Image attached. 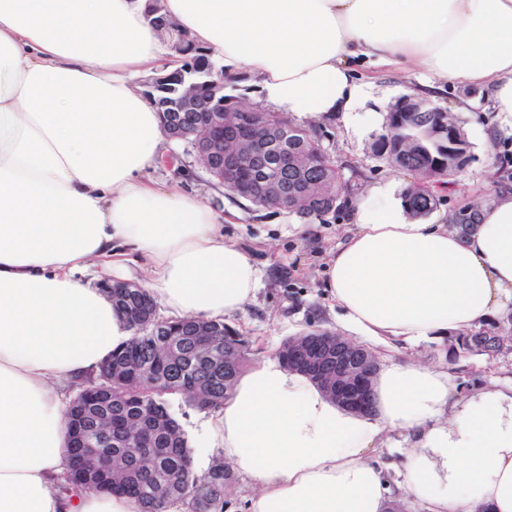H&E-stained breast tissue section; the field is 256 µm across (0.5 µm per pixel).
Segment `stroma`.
I'll return each mask as SVG.
<instances>
[{"label": "stroma", "mask_w": 512, "mask_h": 512, "mask_svg": "<svg viewBox=\"0 0 512 512\" xmlns=\"http://www.w3.org/2000/svg\"><path fill=\"white\" fill-rule=\"evenodd\" d=\"M407 94L450 111H457L459 100L471 103L470 111L457 112L470 143V160L447 184L434 187L435 205L427 214V221L448 217L466 205L488 202L485 180L489 169L504 167L512 172V125L502 122L489 94L479 88L447 86L434 90L407 72L388 70L378 73L371 98L357 113L345 118H305L301 124L315 132L320 146L334 161L350 200L368 197L374 187L384 185L391 186L394 197L400 199L413 183V175L375 156L371 144L385 126L389 107ZM178 172L188 191L223 211L227 234L249 246L264 270L255 302L233 321L250 342V361L274 355L284 341L314 327L346 335V328L324 293L323 282L330 252L353 230L347 211L308 221L282 210L254 207L235 195L214 193L209 175L184 144L167 152L147 176L163 186ZM395 358H414L449 370L465 390L512 367V355L494 359L473 355L453 365L448 360L447 347L435 344L411 353L397 352Z\"/></svg>", "instance_id": "35a3bbf8"}]
</instances>
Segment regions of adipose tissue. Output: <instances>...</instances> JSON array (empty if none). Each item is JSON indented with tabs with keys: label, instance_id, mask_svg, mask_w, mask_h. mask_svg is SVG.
<instances>
[{
	"label": "adipose tissue",
	"instance_id": "1",
	"mask_svg": "<svg viewBox=\"0 0 512 512\" xmlns=\"http://www.w3.org/2000/svg\"><path fill=\"white\" fill-rule=\"evenodd\" d=\"M146 0H0V512H141L131 498L61 499L62 387L133 335L84 277L135 265L174 318L228 321L263 276L224 214L181 181L145 179L169 149L133 76L164 52ZM164 11L257 97L298 117L351 114L361 66L484 86L512 116V0H164ZM355 232L324 286L350 331L392 349L512 315V192L493 190L467 238L398 213L388 188L350 207ZM373 413L332 401L278 358L237 377L188 449L219 448L251 512H512V377L465 393L451 374L391 361ZM394 452L389 486L370 461Z\"/></svg>",
	"mask_w": 512,
	"mask_h": 512
}]
</instances>
